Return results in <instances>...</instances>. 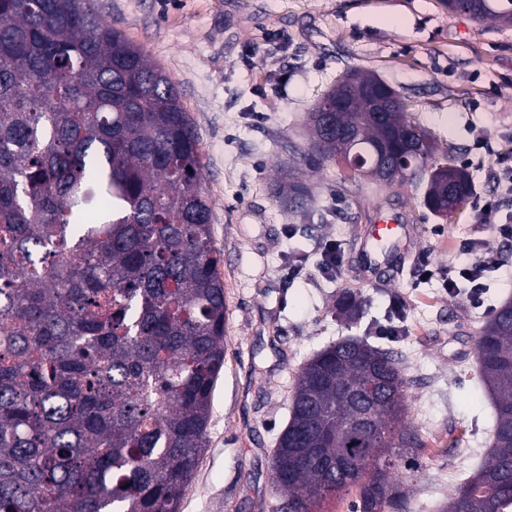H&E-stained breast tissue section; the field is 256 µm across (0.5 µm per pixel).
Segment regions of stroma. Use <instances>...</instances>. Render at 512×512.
<instances>
[{"instance_id": "stroma-1", "label": "stroma", "mask_w": 512, "mask_h": 512, "mask_svg": "<svg viewBox=\"0 0 512 512\" xmlns=\"http://www.w3.org/2000/svg\"><path fill=\"white\" fill-rule=\"evenodd\" d=\"M110 26L176 82L199 136L202 183L226 297L224 369L204 448L180 512H275L272 453L289 419L298 370L344 338L393 350L409 385L406 424L428 443L409 512H439L488 457L492 404L479 382L476 336L512 300V269L485 272L479 300L448 291L450 261L479 239L512 258V195L491 172L512 146V27L449 13L442 0H94ZM349 67L393 87L473 180L466 207L446 218L424 204L425 184H340L345 163L304 168L314 201L294 213L275 179L309 144L306 115ZM496 203L495 224L479 207ZM409 224L389 273L367 280L363 233L379 220ZM335 240L340 272L321 269ZM305 264L298 278L288 262ZM429 261L430 276L419 267ZM361 306L342 312L347 296Z\"/></svg>"}]
</instances>
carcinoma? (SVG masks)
Instances as JSON below:
<instances>
[{"instance_id":"1","label":"carcinoma","mask_w":512,"mask_h":512,"mask_svg":"<svg viewBox=\"0 0 512 512\" xmlns=\"http://www.w3.org/2000/svg\"><path fill=\"white\" fill-rule=\"evenodd\" d=\"M450 13L512 26V0H444ZM359 74L340 76L308 114L300 162L359 155L419 123L406 103L372 117ZM395 177L448 164L417 151ZM291 208L309 187L283 173ZM202 186L199 140L173 79L103 23L93 0H0V512H179L206 446L224 368L226 303ZM492 400L488 462L445 512L512 507V301L476 339ZM387 374L374 432L346 397ZM408 381L393 351L338 341L299 370L273 452L276 512H313L358 486L353 512H408L426 451L402 425Z\"/></svg>"}]
</instances>
